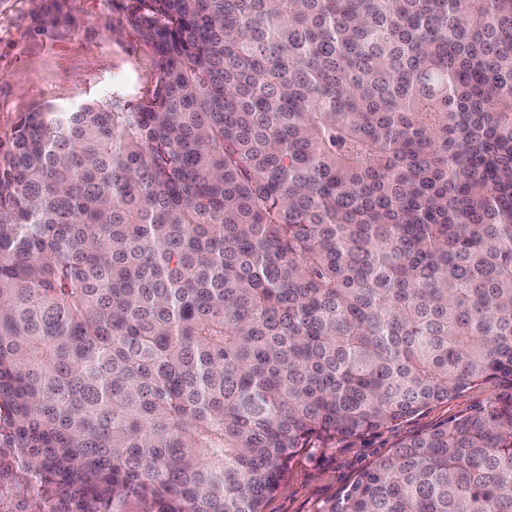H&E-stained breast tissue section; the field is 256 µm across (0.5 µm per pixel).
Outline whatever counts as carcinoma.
Returning a JSON list of instances; mask_svg holds the SVG:
<instances>
[{"mask_svg": "<svg viewBox=\"0 0 512 512\" xmlns=\"http://www.w3.org/2000/svg\"><path fill=\"white\" fill-rule=\"evenodd\" d=\"M154 88L0 146V447L43 512H512V0H139ZM498 392L496 383L467 389L412 418L358 438L314 437L291 460L285 479L265 502L263 512H322L361 471L391 453L401 442L482 411Z\"/></svg>", "mask_w": 512, "mask_h": 512, "instance_id": "obj_1", "label": "carcinoma"}]
</instances>
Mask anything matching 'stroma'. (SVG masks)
Listing matches in <instances>:
<instances>
[{
    "label": "stroma",
    "instance_id": "obj_1",
    "mask_svg": "<svg viewBox=\"0 0 512 512\" xmlns=\"http://www.w3.org/2000/svg\"><path fill=\"white\" fill-rule=\"evenodd\" d=\"M134 0H0V144L20 118L63 112L84 99L120 91L148 93L155 82L153 51L134 24ZM495 383L466 390L420 414L364 436L311 439L263 512H322L355 477L406 439L487 408ZM28 478H0V512H39Z\"/></svg>",
    "mask_w": 512,
    "mask_h": 512
}]
</instances>
